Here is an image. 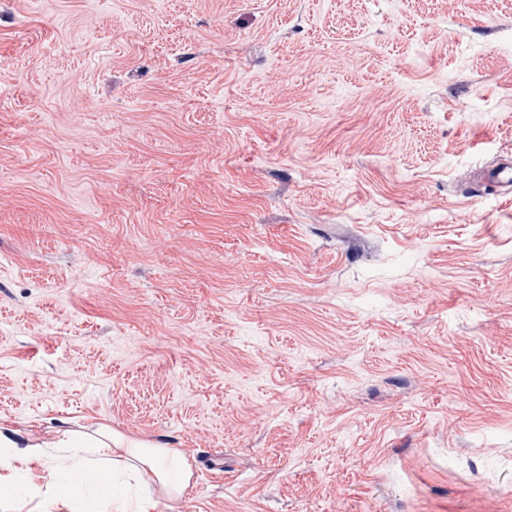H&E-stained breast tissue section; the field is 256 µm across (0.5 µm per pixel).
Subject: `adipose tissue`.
Segmentation results:
<instances>
[{"mask_svg": "<svg viewBox=\"0 0 512 512\" xmlns=\"http://www.w3.org/2000/svg\"><path fill=\"white\" fill-rule=\"evenodd\" d=\"M116 471L134 480L135 496L85 495L87 480ZM193 477L178 450L129 440L106 426L91 434L67 430L62 439L34 443L0 425V504L12 500L22 481L35 512H162L166 502L182 497Z\"/></svg>", "mask_w": 512, "mask_h": 512, "instance_id": "obj_1", "label": "adipose tissue"}]
</instances>
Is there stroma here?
<instances>
[{
  "mask_svg": "<svg viewBox=\"0 0 512 512\" xmlns=\"http://www.w3.org/2000/svg\"><path fill=\"white\" fill-rule=\"evenodd\" d=\"M509 150L512 0H0V423L173 512H512ZM465 190L476 196L483 190L511 200L512 198V154L506 152L489 163L477 164L470 170Z\"/></svg>",
  "mask_w": 512,
  "mask_h": 512,
  "instance_id": "stroma-1",
  "label": "stroma"
}]
</instances>
